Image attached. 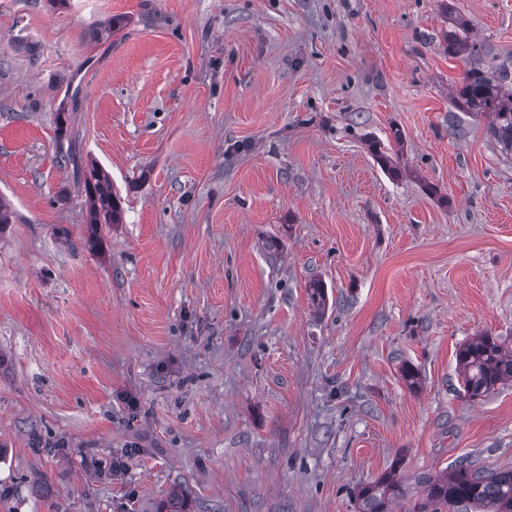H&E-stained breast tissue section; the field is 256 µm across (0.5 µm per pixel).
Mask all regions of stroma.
<instances>
[{"instance_id": "35a3bbf8", "label": "stroma", "mask_w": 512, "mask_h": 512, "mask_svg": "<svg viewBox=\"0 0 512 512\" xmlns=\"http://www.w3.org/2000/svg\"><path fill=\"white\" fill-rule=\"evenodd\" d=\"M452 15L512 58V0H0V512L512 469V383L456 363L512 348V153L451 104ZM90 161L123 209L94 246ZM456 357L462 389L471 399L487 396L498 385L512 382V351L488 334L463 344Z\"/></svg>"}]
</instances>
